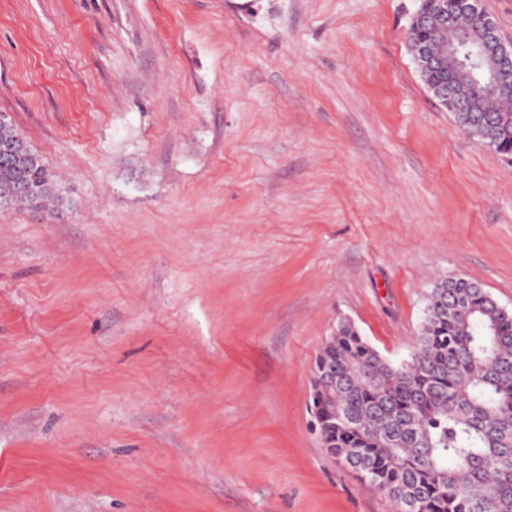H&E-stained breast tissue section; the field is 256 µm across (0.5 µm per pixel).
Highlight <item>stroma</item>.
I'll list each match as a JSON object with an SVG mask.
<instances>
[{
	"label": "stroma",
	"mask_w": 512,
	"mask_h": 512,
	"mask_svg": "<svg viewBox=\"0 0 512 512\" xmlns=\"http://www.w3.org/2000/svg\"><path fill=\"white\" fill-rule=\"evenodd\" d=\"M420 0H0V113L65 191L0 209V512H391L324 448L340 321L416 352L512 309V162L408 47Z\"/></svg>",
	"instance_id": "stroma-1"
}]
</instances>
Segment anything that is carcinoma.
<instances>
[{"mask_svg":"<svg viewBox=\"0 0 512 512\" xmlns=\"http://www.w3.org/2000/svg\"><path fill=\"white\" fill-rule=\"evenodd\" d=\"M411 51L429 41L438 68L419 67L432 91L446 85L469 107L458 126L493 147L512 148V74L484 89L477 67L482 28L446 0H421ZM0 153V207H52L64 196L42 158ZM411 360L382 357L343 322L315 362L340 412L320 409L329 448L358 450L350 468L384 492L392 512H512V312L477 282L448 279L430 299Z\"/></svg>","mask_w":512,"mask_h":512,"instance_id":"cac0c4a2","label":"carcinoma"}]
</instances>
